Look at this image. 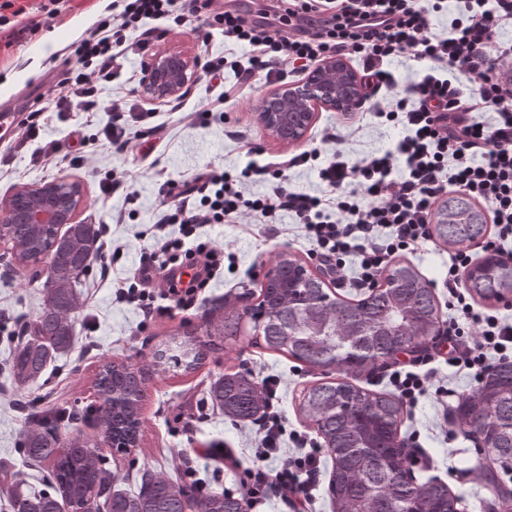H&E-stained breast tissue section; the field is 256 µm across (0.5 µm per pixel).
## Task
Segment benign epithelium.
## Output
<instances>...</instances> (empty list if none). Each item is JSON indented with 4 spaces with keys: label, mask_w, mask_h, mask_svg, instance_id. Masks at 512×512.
<instances>
[{
    "label": "benign epithelium",
    "mask_w": 512,
    "mask_h": 512,
    "mask_svg": "<svg viewBox=\"0 0 512 512\" xmlns=\"http://www.w3.org/2000/svg\"><path fill=\"white\" fill-rule=\"evenodd\" d=\"M195 74V59L190 54L165 48L143 66L141 93L153 100L179 95ZM362 91L356 75L342 58L332 56L323 61L300 85H285L266 98L258 118L263 127L278 137L288 112L303 109L299 142L314 118L315 107L347 112L358 105ZM17 213L28 224H72L77 222L85 202L83 183L63 178L38 187L22 186L13 193Z\"/></svg>",
    "instance_id": "1"
}]
</instances>
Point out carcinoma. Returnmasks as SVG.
<instances>
[{
  "label": "carcinoma",
  "instance_id": "1",
  "mask_svg": "<svg viewBox=\"0 0 512 512\" xmlns=\"http://www.w3.org/2000/svg\"><path fill=\"white\" fill-rule=\"evenodd\" d=\"M437 237L451 246L467 245L485 236L484 212L465 197L442 202L435 224ZM0 240L11 245L20 264L42 244L49 246L45 298L31 336L10 348L4 361L13 384H35L48 366L72 348L76 286L98 252L99 233L93 224L62 226L0 224ZM485 268L469 279L473 295L501 301L512 293V268L497 266L494 253ZM300 261L288 255L276 262L278 273L261 284L255 306L224 312L219 325L208 324L206 335L234 337L246 319L253 340L310 368L337 366L353 375L373 370L372 357H386L409 346L413 337L432 331L438 307L431 288L409 265L394 269L395 283L378 288L364 300L332 298L319 276L300 278ZM210 343L183 333L182 352L155 358L195 370ZM149 369L131 361L105 363L96 378L99 405L92 408L103 439L125 455L137 446L141 410ZM455 409L467 424L474 413L485 425L481 442L494 461H512V363H500ZM212 404L237 422L263 417L265 401L246 372H227L208 389ZM323 440L332 462L330 485L334 512H458L459 497L437 481L415 483L405 476V447L398 440L401 403L387 392L370 391L344 379L321 381L306 389L299 402ZM35 427L21 444L22 454L46 468L44 488L34 490L8 473L0 474L11 512H185L194 502L198 512H246L244 499L225 490L200 492L196 481L146 472L135 491L119 488L106 456L81 430L61 432L60 424L75 414L54 405L33 410Z\"/></svg>",
  "mask_w": 512,
  "mask_h": 512
}]
</instances>
